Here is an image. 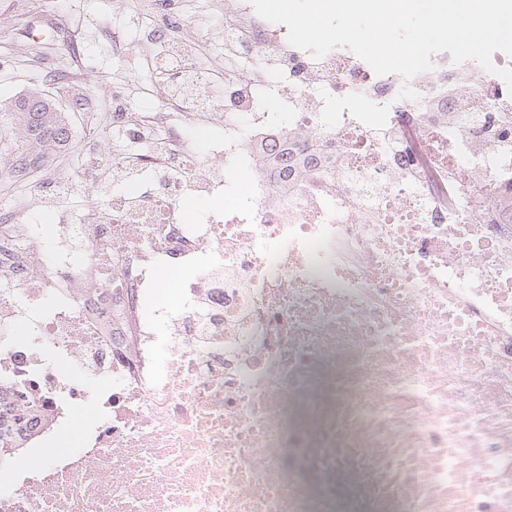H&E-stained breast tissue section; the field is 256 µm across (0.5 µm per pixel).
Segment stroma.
I'll return each mask as SVG.
<instances>
[{"mask_svg":"<svg viewBox=\"0 0 512 512\" xmlns=\"http://www.w3.org/2000/svg\"><path fill=\"white\" fill-rule=\"evenodd\" d=\"M49 7L60 21L38 56L22 55L14 42L0 39V97L34 86L79 90L103 120L94 126L78 117L72 121V149L57 156L56 170L75 177L83 165L84 145L107 155L120 144L110 119L113 80L133 87L136 107L150 111L159 109L160 103L151 94L155 77L150 60L139 53V31L115 0H0V28L28 31L30 19L44 15ZM112 29L121 32L122 47H113L108 36Z\"/></svg>","mask_w":512,"mask_h":512,"instance_id":"35a3bbf8","label":"stroma"}]
</instances>
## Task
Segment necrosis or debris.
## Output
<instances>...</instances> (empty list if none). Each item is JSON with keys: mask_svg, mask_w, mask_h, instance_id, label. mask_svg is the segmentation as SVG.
Returning a JSON list of instances; mask_svg holds the SVG:
<instances>
[{"mask_svg": "<svg viewBox=\"0 0 512 512\" xmlns=\"http://www.w3.org/2000/svg\"><path fill=\"white\" fill-rule=\"evenodd\" d=\"M119 2L162 109L114 91L124 147L76 179L47 152L0 212V384L39 410L0 512H512L506 83L446 52L409 80L317 59L251 0ZM201 14L220 35L179 36ZM296 143L321 163L285 191ZM80 192L46 249L31 216ZM196 198L219 205L187 217ZM80 408L75 450L50 449Z\"/></svg>", "mask_w": 512, "mask_h": 512, "instance_id": "4bbe7bcc", "label": "necrosis or debris"}]
</instances>
